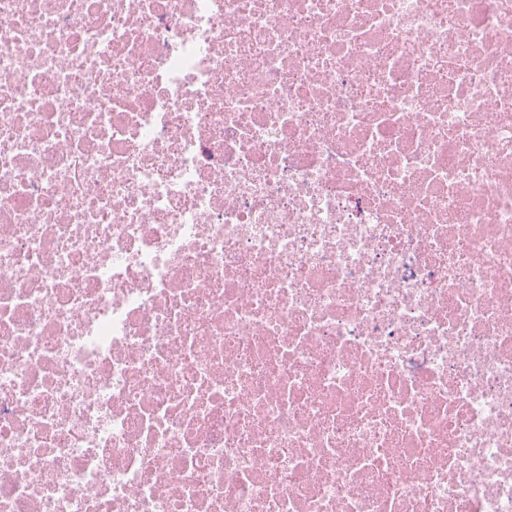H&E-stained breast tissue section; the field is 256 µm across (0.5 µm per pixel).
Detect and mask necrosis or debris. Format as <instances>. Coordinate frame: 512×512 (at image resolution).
Masks as SVG:
<instances>
[{"label": "necrosis or debris", "mask_w": 512, "mask_h": 512, "mask_svg": "<svg viewBox=\"0 0 512 512\" xmlns=\"http://www.w3.org/2000/svg\"><path fill=\"white\" fill-rule=\"evenodd\" d=\"M0 512H512V0H0Z\"/></svg>", "instance_id": "4bbe7bcc"}]
</instances>
